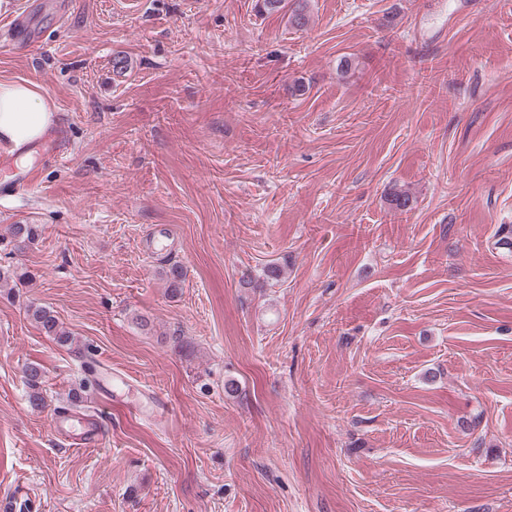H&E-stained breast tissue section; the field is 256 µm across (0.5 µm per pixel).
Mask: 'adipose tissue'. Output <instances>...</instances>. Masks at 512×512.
<instances>
[{"instance_id": "obj_1", "label": "adipose tissue", "mask_w": 512, "mask_h": 512, "mask_svg": "<svg viewBox=\"0 0 512 512\" xmlns=\"http://www.w3.org/2000/svg\"><path fill=\"white\" fill-rule=\"evenodd\" d=\"M54 123L53 107L37 84L0 82V142L22 147L46 135Z\"/></svg>"}]
</instances>
